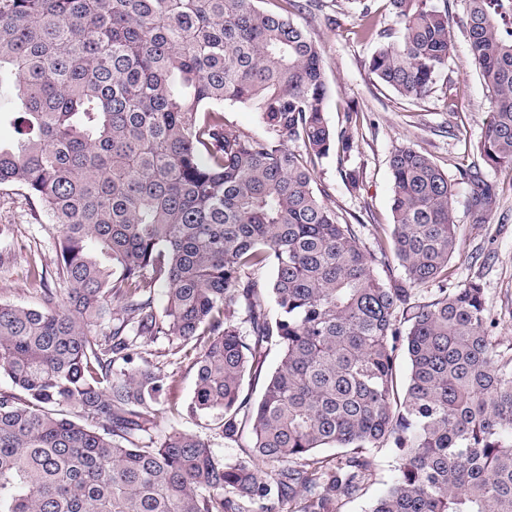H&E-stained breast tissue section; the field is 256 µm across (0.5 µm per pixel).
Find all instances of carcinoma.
Wrapping results in <instances>:
<instances>
[{"instance_id":"carcinoma-1","label":"carcinoma","mask_w":512,"mask_h":512,"mask_svg":"<svg viewBox=\"0 0 512 512\" xmlns=\"http://www.w3.org/2000/svg\"><path fill=\"white\" fill-rule=\"evenodd\" d=\"M257 2L0 0V116L17 133L0 187L59 227L65 284L34 307L0 300V374L23 392L0 393V512H337L375 448L394 477L368 512H512V347L492 341L479 281L417 298L448 280L456 182L392 151L380 263L403 275L378 277L313 188L322 159L357 148L359 113L327 123L300 0ZM388 2L369 68L420 99L452 57L448 0ZM460 24L489 103L474 168L512 170V0H464ZM226 101L264 133L229 129ZM463 177L482 224L495 185ZM159 336L194 352L187 412L241 457L156 434L174 375L142 346ZM271 345L281 359L255 398Z\"/></svg>"}]
</instances>
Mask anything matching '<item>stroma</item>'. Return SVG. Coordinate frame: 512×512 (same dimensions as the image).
Masks as SVG:
<instances>
[{
  "instance_id": "35a3bbf8",
  "label": "stroma",
  "mask_w": 512,
  "mask_h": 512,
  "mask_svg": "<svg viewBox=\"0 0 512 512\" xmlns=\"http://www.w3.org/2000/svg\"><path fill=\"white\" fill-rule=\"evenodd\" d=\"M295 20L319 45L329 88L328 123H345L348 109H357L360 123L357 149L345 161L336 155L324 158L315 173V189L336 213L359 227L362 247L373 255L390 249L389 236L377 237L374 224L392 222V178L389 157L395 146L413 145L428 154L452 178L457 179L454 216L460 226L456 254L448 266V285L456 288L480 279L485 304L497 321L494 337L512 345V171L487 172L497 190V202L486 223H476L470 207V186L462 174L474 160L473 146L480 139L488 101L471 60L463 35L455 37V52L428 96L405 98L382 86L368 68L378 41L360 33L358 11L351 0H310ZM359 172L358 188L348 187L343 169ZM58 232L48 224L41 208L22 190L0 189V300L35 305L41 287L60 288L54 272V242ZM47 270L46 283L33 280L32 267ZM155 366L175 373L171 397L186 405L192 396L196 370L191 361L174 353L166 337L145 345ZM160 429L172 427L199 434L220 455H238L236 444L225 442L205 419L189 414L163 413ZM378 466L366 481L364 497L340 504L338 512H365L370 500L381 496L393 478L389 449H375Z\"/></svg>"
}]
</instances>
